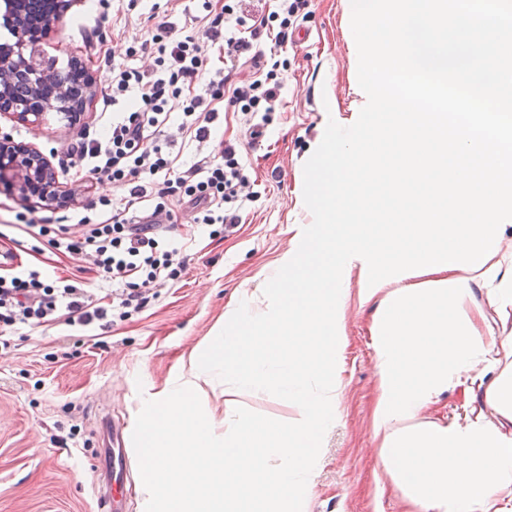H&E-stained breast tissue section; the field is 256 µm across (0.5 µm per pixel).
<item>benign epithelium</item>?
Returning <instances> with one entry per match:
<instances>
[{
	"label": "benign epithelium",
	"mask_w": 512,
	"mask_h": 512,
	"mask_svg": "<svg viewBox=\"0 0 512 512\" xmlns=\"http://www.w3.org/2000/svg\"><path fill=\"white\" fill-rule=\"evenodd\" d=\"M10 7L14 8L10 18L14 42L0 47V112L21 120L37 119L49 111L72 116L83 112L86 103L73 104L62 89L49 98L43 97L45 86L53 81L56 64L45 59L42 42L29 30L24 0H10ZM18 80L30 89L26 100H18L12 94V86ZM50 169V161L39 150L0 135V192H13L25 202L64 205L70 195L56 183Z\"/></svg>",
	"instance_id": "1"
}]
</instances>
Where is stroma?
Instances as JSON below:
<instances>
[{"mask_svg":"<svg viewBox=\"0 0 512 512\" xmlns=\"http://www.w3.org/2000/svg\"><path fill=\"white\" fill-rule=\"evenodd\" d=\"M201 13L199 0H77L54 24L43 49L62 66L82 61L101 92L80 121L70 122L60 112L35 122L2 115L0 132L36 146L50 159L61 186L74 197L73 208L104 215L100 200L111 196V184L79 178L70 155L111 120L113 111L125 109L104 94L113 64L141 70L150 63L145 54L126 55L123 41L147 37L166 20L198 31ZM350 20V0H312L300 24L309 31L308 40L292 39L281 52L288 70L280 112L263 142L249 145L241 114L230 106L220 109L217 131L238 141L255 180V197L245 203L241 223L224 225L214 236L191 228L184 213L176 214L174 235L183 245L186 268L174 287L97 337L64 326L24 329L0 351V512H99L95 458L105 414L122 428L131 483L128 512H144L131 438L145 400L172 382L175 370L223 318L227 304L245 299L272 275L292 243L291 225L311 223L300 203L301 176L323 121L329 115L349 119L367 102L357 80ZM62 213L1 192L0 252L11 251L17 266L42 261L60 275L76 272V265L51 254L45 239L15 229ZM369 317L368 311L349 310L341 415L325 434L308 512L407 510L398 491L375 480L381 459L371 432L376 367Z\"/></svg>","mask_w":512,"mask_h":512,"instance_id":"1","label":"stroma"}]
</instances>
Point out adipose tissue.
<instances>
[{
    "mask_svg": "<svg viewBox=\"0 0 512 512\" xmlns=\"http://www.w3.org/2000/svg\"><path fill=\"white\" fill-rule=\"evenodd\" d=\"M373 438L413 512H512V239L479 271L384 285L369 300ZM464 387V418H427Z\"/></svg>",
    "mask_w": 512,
    "mask_h": 512,
    "instance_id": "adipose-tissue-1",
    "label": "adipose tissue"
}]
</instances>
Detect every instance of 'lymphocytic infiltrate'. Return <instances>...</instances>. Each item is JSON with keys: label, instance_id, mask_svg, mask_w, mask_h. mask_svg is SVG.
<instances>
[{"label": "lymphocytic infiltrate", "instance_id": "obj_1", "mask_svg": "<svg viewBox=\"0 0 512 512\" xmlns=\"http://www.w3.org/2000/svg\"><path fill=\"white\" fill-rule=\"evenodd\" d=\"M245 0H203L204 27L192 33L158 23L150 39L131 42L126 55L149 54L143 70H112V99L127 104L95 138L82 143V176L111 183L102 221L24 224L21 232L46 238L52 254L87 263L117 290L99 294L84 282L28 264L0 275V345L22 328H111L139 310L148 297L172 287L184 268L179 247L160 230L175 212L195 226L236 224L249 200V178L236 148L216 140V102L227 99L249 119L251 139L262 137L282 90L281 63L262 49L264 38H291L308 0H277L274 10L253 14ZM224 43V66L211 69L207 46ZM211 143L183 166L178 140ZM156 183L148 192V183Z\"/></svg>", "mask_w": 512, "mask_h": 512}]
</instances>
